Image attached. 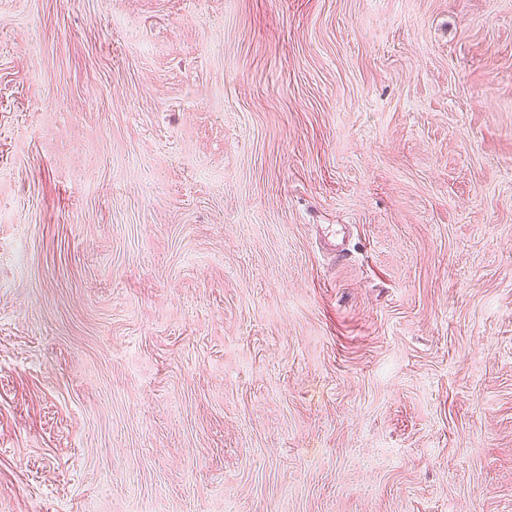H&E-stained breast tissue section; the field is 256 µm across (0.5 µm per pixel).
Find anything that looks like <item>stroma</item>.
I'll list each match as a JSON object with an SVG mask.
<instances>
[{
  "instance_id": "stroma-1",
  "label": "stroma",
  "mask_w": 512,
  "mask_h": 512,
  "mask_svg": "<svg viewBox=\"0 0 512 512\" xmlns=\"http://www.w3.org/2000/svg\"><path fill=\"white\" fill-rule=\"evenodd\" d=\"M0 512H512V0H0Z\"/></svg>"
}]
</instances>
